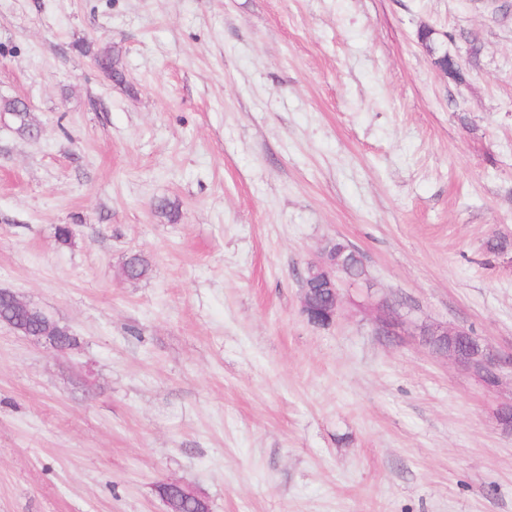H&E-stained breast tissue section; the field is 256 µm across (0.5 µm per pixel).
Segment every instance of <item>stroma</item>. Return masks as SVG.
<instances>
[{"mask_svg": "<svg viewBox=\"0 0 512 512\" xmlns=\"http://www.w3.org/2000/svg\"><path fill=\"white\" fill-rule=\"evenodd\" d=\"M502 3L0 0V107L40 130L0 116V289L77 339L0 323V512H165L166 481L210 512H512V382L413 334L512 356ZM424 27L479 48L465 84ZM336 239L404 335L376 336L350 288L309 322L300 276ZM419 336L424 346L436 354L448 358L452 364L466 373L479 370L489 388L498 387L507 371L512 370V358L504 359L489 343L478 341L479 349L476 354H469L461 349L457 342L471 334L463 327L452 325H426L420 329ZM437 342L438 350L431 349V344Z\"/></svg>", "mask_w": 512, "mask_h": 512, "instance_id": "obj_1", "label": "stroma"}]
</instances>
